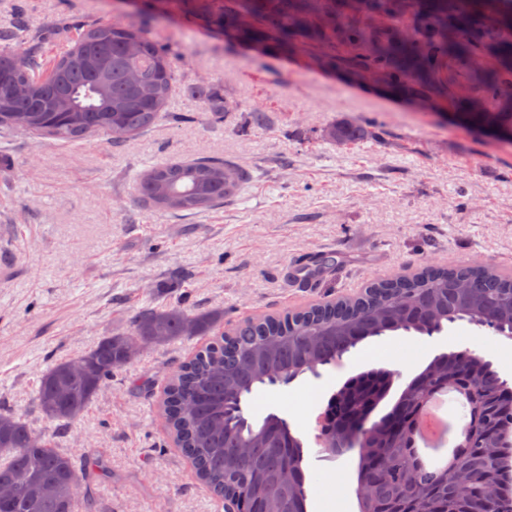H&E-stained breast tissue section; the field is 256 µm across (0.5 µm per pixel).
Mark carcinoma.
<instances>
[{
    "label": "carcinoma",
    "instance_id": "obj_1",
    "mask_svg": "<svg viewBox=\"0 0 512 512\" xmlns=\"http://www.w3.org/2000/svg\"><path fill=\"white\" fill-rule=\"evenodd\" d=\"M212 24L224 35L273 46L296 55L318 47L313 62L335 64L330 49L350 53L354 74L384 77L411 99L448 98L441 70L454 58L474 61L473 79L485 108L454 105L477 126L512 129V98L497 95L512 85V0H365L364 12L348 0H168ZM336 18L325 26L323 15ZM380 23L371 26L366 15ZM243 15L252 23L239 24ZM31 48L19 61L13 43ZM43 36L22 22L0 30V127L45 133L74 142L100 132L119 143L150 130L178 89L180 59L172 58L146 32L131 24L92 20L76 44L43 75L38 44ZM202 102V118L223 121L224 96L189 85ZM366 131L354 124L328 127L327 140L348 143ZM244 172L222 157L168 161L144 171L138 201L176 212L205 211L224 204L239 189ZM403 279L391 275L370 283L346 305H318L280 317L249 320L219 336L167 380L162 404L169 430L205 488L217 497L240 499V512H307L303 450L287 420L267 415L255 425L243 414V398L259 385L288 384L319 366L334 364L362 341L403 330L431 335L443 325L467 320L512 332V274L481 266L432 268ZM216 311L180 307L145 309L129 330L106 336L93 349L54 364L35 391L36 407L66 425L87 408L113 369L147 346L181 336H207L220 323ZM476 379L486 389L483 432H472L456 463L419 473L406 452L403 429L416 405L406 387L389 411L370 421L389 394L394 373L374 369L351 378L325 411L323 440H357L358 481L370 495L361 512H413L428 500L432 512H466L479 499L474 478L499 485L496 512H512V399L497 371L471 352L442 353L415 380L444 384ZM106 471L99 457L77 464L9 411H0V512H97L92 485Z\"/></svg>",
    "mask_w": 512,
    "mask_h": 512
}]
</instances>
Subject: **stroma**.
Segmentation results:
<instances>
[{
	"instance_id": "obj_1",
	"label": "stroma",
	"mask_w": 512,
	"mask_h": 512,
	"mask_svg": "<svg viewBox=\"0 0 512 512\" xmlns=\"http://www.w3.org/2000/svg\"><path fill=\"white\" fill-rule=\"evenodd\" d=\"M22 19L44 34L45 62L71 48L87 21L133 24L171 55L182 79L233 104L218 125L184 92L168 117L114 145L0 131V406L24 415L75 461L101 456L100 512H224L176 448L162 379L203 340L178 337L117 368L65 430L33 405L55 361L125 332L144 308L177 304L223 313L221 330L359 293L421 264L470 263L481 252L512 272V143L349 75L347 51L316 66L195 24L161 0H0V28ZM267 121L245 126L252 100ZM186 114L183 123L174 122ZM353 122L364 138L324 140ZM221 156L246 179L231 200L194 214L138 203L139 175L173 157ZM470 350L512 385V339L459 320L439 333L371 337L333 365L245 401L254 422L285 418L303 443L307 512H358V453L333 456L315 438L330 397L363 372L396 377L388 411L437 355ZM342 485H335L336 476Z\"/></svg>"
}]
</instances>
